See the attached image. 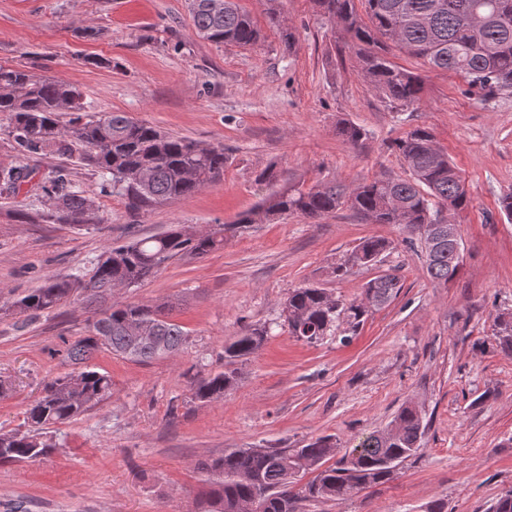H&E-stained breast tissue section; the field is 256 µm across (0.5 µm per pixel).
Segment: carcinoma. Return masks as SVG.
Instances as JSON below:
<instances>
[{
  "instance_id": "cac0c4a2",
  "label": "carcinoma",
  "mask_w": 512,
  "mask_h": 512,
  "mask_svg": "<svg viewBox=\"0 0 512 512\" xmlns=\"http://www.w3.org/2000/svg\"><path fill=\"white\" fill-rule=\"evenodd\" d=\"M318 11L349 39L361 75L396 110L418 106L424 97L420 74L390 61L394 45L434 71L462 75L469 90L486 99L512 94V0H313ZM197 34L217 45L250 47L262 38L253 19L236 0H188ZM269 27L281 31L293 46V35L281 30L276 8L267 12ZM8 114L9 135L22 156L54 154L77 157L102 177L101 191L123 197L137 211L185 199L224 178L231 156L222 146H203L187 137L165 134L133 120L125 112L86 114L81 92L70 84L27 69L0 66V113ZM70 114L61 125L58 114ZM337 133L360 146L369 132L343 119ZM389 148L406 167V176L373 178L350 187L334 183L310 188L275 186L277 175L263 171L258 180L270 192L253 210L214 231L191 233L173 225L161 235L133 238L106 248L89 261L90 268L47 279L17 298L12 307L32 320L48 314L74 294L92 306L89 335L68 349L78 370L46 381L26 411L32 432H0V464L35 460L54 452L37 431L71 421L112 396V378L90 366L99 351L135 362L172 355L187 342V332L169 319L165 308L147 304H107L112 289L135 286L169 261L204 257L224 246V234L265 219L302 215L319 220L348 207L371 224H405L416 233L430 278L446 285L459 271L462 239L448 238L442 213L470 203L457 167L436 144L433 133L417 126L395 138ZM41 198L40 219L47 224L91 226L97 223L90 200L72 185L59 167L43 177L26 165L0 166V192ZM391 243L378 236L364 238L338 264L344 276L354 268L381 261ZM400 288L396 273H385L362 288L361 299L344 302L318 287L295 288L282 308L291 335H310L308 344L327 336H353L366 315L388 304ZM499 347L512 352V318L497 317ZM268 329L246 327L224 344V360L232 364L261 349ZM233 369L192 377L194 399L208 402L234 390ZM423 420L412 405L401 408L390 427L371 434L335 458L336 443L318 437L301 448H233L199 463L212 488L201 512H244L259 487L269 490L256 512H300V502L346 501L358 491L387 482L397 467L418 449ZM334 463H329V460ZM316 476L295 489L297 473L310 468Z\"/></svg>"
}]
</instances>
